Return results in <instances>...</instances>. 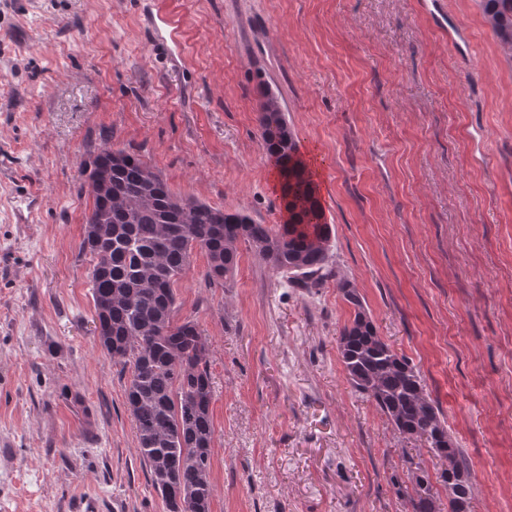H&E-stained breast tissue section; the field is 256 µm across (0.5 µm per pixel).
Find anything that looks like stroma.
I'll list each match as a JSON object with an SVG mask.
<instances>
[{"instance_id": "35a3bbf8", "label": "stroma", "mask_w": 512, "mask_h": 512, "mask_svg": "<svg viewBox=\"0 0 512 512\" xmlns=\"http://www.w3.org/2000/svg\"><path fill=\"white\" fill-rule=\"evenodd\" d=\"M0 0V512H165L121 364L94 336L91 207L103 142L180 197L287 214L259 118L275 98L320 169L338 278L419 372L469 462L471 512H512V58L480 0ZM176 284L208 341L211 512H410L440 461L355 393L335 280L289 286L246 244ZM158 23H160L163 27H165L166 30L170 28L169 36L172 40V43L174 44L175 48L179 51L180 50V44L182 43L180 39V31H179V25L177 23V20L175 17L164 11L163 9H158L156 15H153L150 22V30L151 33H153L158 38V30L159 26Z\"/></svg>"}]
</instances>
